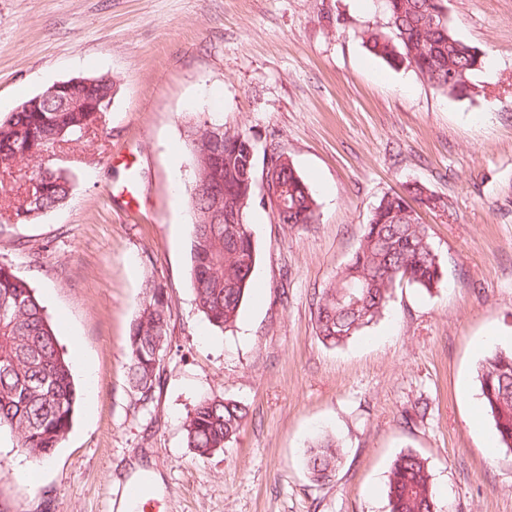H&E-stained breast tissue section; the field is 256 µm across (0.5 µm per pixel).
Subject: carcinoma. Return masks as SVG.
<instances>
[{
  "label": "carcinoma",
  "instance_id": "carcinoma-1",
  "mask_svg": "<svg viewBox=\"0 0 512 512\" xmlns=\"http://www.w3.org/2000/svg\"><path fill=\"white\" fill-rule=\"evenodd\" d=\"M393 36L370 31L366 47L390 66L413 67L438 90L462 96L470 76L482 63L481 51L454 33L445 0H386ZM114 82L103 76L86 88V95L107 111L104 100ZM44 112H13L0 123V161L30 165L38 188L35 198L19 199L12 216L30 223L62 205L73 188L75 174L42 153L59 142L80 143L94 125V112H68L51 89L43 92ZM199 126L189 130L188 162L193 188L211 176L202 158L205 142ZM218 177L224 183V216L229 224H201L192 210L194 248L190 279L198 310L220 329L236 323L256 272V247L248 222L257 181L255 147L243 133L223 144ZM284 152L272 147L270 161L278 193L279 224H312L316 202L311 188ZM434 195L420 184L381 198L352 259L322 290L317 302V338L339 347L360 334L384 313L393 290L406 282L428 293L440 287L443 271L426 228L412 203L428 205ZM170 306L161 285L146 281L145 296L128 336L127 381L147 405L161 384L156 356L168 346ZM482 409L496 430L501 447L512 450V349L488 353L477 367ZM77 394L71 366L64 356L44 307L28 281L8 262L0 261V431L17 439L33 461L49 459L66 439ZM247 417L246 407L222 395L199 400L186 422V445L200 457L232 443ZM340 444L323 436L304 452L312 480L322 483L336 475ZM389 512H437L431 473L413 451L399 454L388 475Z\"/></svg>",
  "mask_w": 512,
  "mask_h": 512
}]
</instances>
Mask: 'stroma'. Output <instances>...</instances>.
I'll return each instance as SVG.
<instances>
[{"instance_id":"1","label":"stroma","mask_w":512,"mask_h":512,"mask_svg":"<svg viewBox=\"0 0 512 512\" xmlns=\"http://www.w3.org/2000/svg\"><path fill=\"white\" fill-rule=\"evenodd\" d=\"M484 63L471 96L388 66L364 44L390 32L385 0H0V121L53 83L111 76L112 109L66 146L65 203L14 223L0 198V261L34 288L73 366L78 402L39 466L0 433V512H122L138 470L157 512H389L397 455L426 459L440 512H512V451L477 403L481 340L512 347V0H447ZM221 123L277 144L310 186L316 221L290 229L254 206L256 277L234 327L209 324L189 278V127ZM443 267L440 288H395L344 346L316 304L352 258L374 206L405 185ZM164 288L170 346L153 402L126 379L146 279ZM218 394L248 415L224 450L188 448L185 423ZM343 444L330 481L301 451Z\"/></svg>"}]
</instances>
